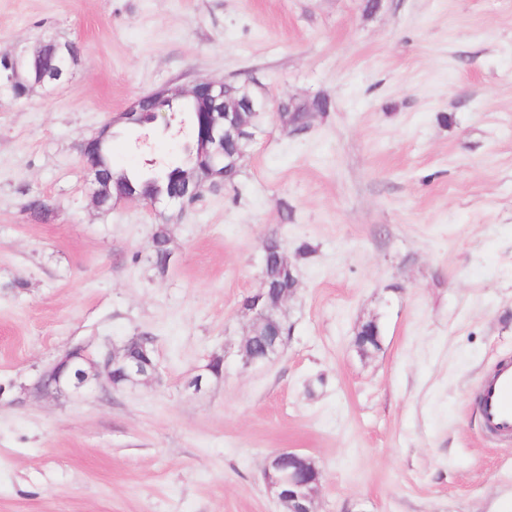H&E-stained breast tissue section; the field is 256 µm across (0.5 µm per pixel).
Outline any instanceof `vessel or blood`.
Masks as SVG:
<instances>
[{
    "label": "vessel or blood",
    "instance_id": "1",
    "mask_svg": "<svg viewBox=\"0 0 512 512\" xmlns=\"http://www.w3.org/2000/svg\"><path fill=\"white\" fill-rule=\"evenodd\" d=\"M478 404L485 431L499 438H512V358L501 359L483 378Z\"/></svg>",
    "mask_w": 512,
    "mask_h": 512
}]
</instances>
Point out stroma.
Here are the masks:
<instances>
[{"label": "stroma", "instance_id": "stroma-1", "mask_svg": "<svg viewBox=\"0 0 512 512\" xmlns=\"http://www.w3.org/2000/svg\"><path fill=\"white\" fill-rule=\"evenodd\" d=\"M378 2L0 0V51L81 49L66 82L0 105V512H283L263 468L284 449L319 468L318 512H512V441L476 407L512 356V0ZM201 80L266 102L236 185L95 206L79 142L109 124L115 170L180 163L164 122L139 139L119 118ZM318 95L330 109L284 130L277 101ZM272 234L292 329L246 369L241 303ZM143 334L157 380L33 392L69 347ZM167 224H157L152 234V262L154 267L161 273H164L168 267L167 255L170 250V237L167 231ZM172 252L169 253V260Z\"/></svg>", "mask_w": 512, "mask_h": 512}]
</instances>
